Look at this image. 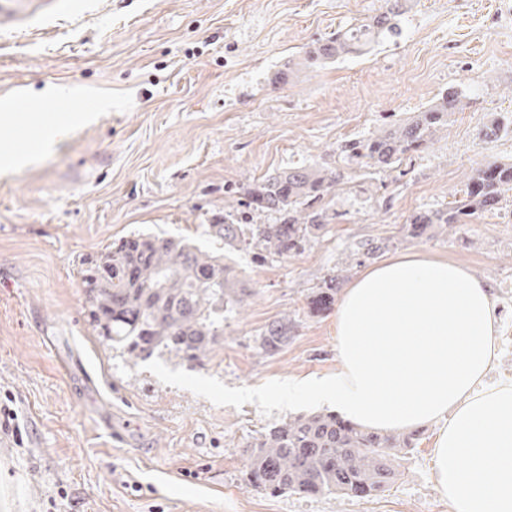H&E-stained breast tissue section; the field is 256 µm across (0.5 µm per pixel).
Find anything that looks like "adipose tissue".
<instances>
[{
  "label": "adipose tissue",
  "mask_w": 512,
  "mask_h": 512,
  "mask_svg": "<svg viewBox=\"0 0 512 512\" xmlns=\"http://www.w3.org/2000/svg\"><path fill=\"white\" fill-rule=\"evenodd\" d=\"M334 323L336 372L306 393L378 431L438 426L450 512H512V379L486 381L500 325L489 287L464 265L406 254L359 275Z\"/></svg>",
  "instance_id": "obj_1"
}]
</instances>
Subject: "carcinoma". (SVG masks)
<instances>
[{"label": "carcinoma", "mask_w": 512, "mask_h": 512, "mask_svg": "<svg viewBox=\"0 0 512 512\" xmlns=\"http://www.w3.org/2000/svg\"><path fill=\"white\" fill-rule=\"evenodd\" d=\"M402 0H384L368 21L340 28L316 41L291 69L316 68L346 57H361L402 35ZM469 97L454 88L404 120L366 137L343 141L339 154L348 165L376 174L392 173L448 126L451 113ZM512 136V113L498 112L482 129L486 140ZM343 184L335 169L294 167L268 173L247 186L224 191V216L206 233L219 247L202 248L186 237L134 233L107 246L92 262L81 263V283L89 303L88 322L108 346L145 361L166 355L201 364L224 342V313L244 305L250 289L224 262V251H248L257 258H293L318 240L336 219L334 197ZM512 202V163L474 171L448 206L418 211L401 225L405 239H434L458 224H472ZM386 247L366 239L353 253L362 264ZM341 275L329 274L312 291L310 305L331 308ZM288 343V319L267 326L260 349L271 354ZM418 432L380 433L331 412L290 417L244 445L245 484L270 494L377 496L397 477L400 453L417 445Z\"/></svg>", "instance_id": "obj_1"}]
</instances>
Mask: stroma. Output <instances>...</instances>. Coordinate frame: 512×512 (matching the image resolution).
I'll use <instances>...</instances> for the list:
<instances>
[{
	"instance_id": "35a3bbf8",
	"label": "stroma",
	"mask_w": 512,
	"mask_h": 512,
	"mask_svg": "<svg viewBox=\"0 0 512 512\" xmlns=\"http://www.w3.org/2000/svg\"><path fill=\"white\" fill-rule=\"evenodd\" d=\"M382 0H31L0 26V100L66 92L88 104L66 135L0 170V393L23 444L0 437V512H449L431 466L437 430L421 427L390 490L369 500L270 495L246 487L244 444L316 411L300 383L336 371L333 311L307 297L331 271L350 284L357 242L387 238L380 260L424 253L465 264L502 318L493 379L512 378V206L448 236L402 240L417 211L447 206L472 170L512 161V137L483 142L512 111V0H406L403 37L371 54L289 71V57L379 12ZM467 90L464 111L402 164L400 177L345 165L341 141ZM318 163L342 171L340 213L287 260L233 255L251 294L224 317V346L190 365L135 362L86 321L84 258L138 232L203 247L224 189ZM287 319L289 339L258 338ZM56 339L45 348L44 337ZM84 363L98 394L83 395ZM112 418L125 440L99 425ZM508 135L512 136L511 112H497L490 123L482 129V136L486 140L498 139ZM288 342V321L280 319L267 326L259 339L260 349L266 354L278 351Z\"/></svg>"
}]
</instances>
